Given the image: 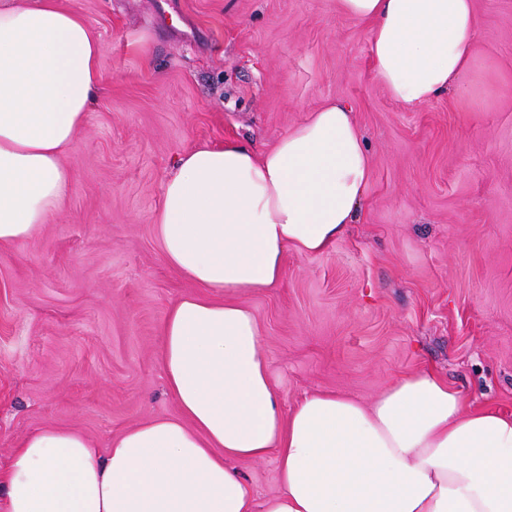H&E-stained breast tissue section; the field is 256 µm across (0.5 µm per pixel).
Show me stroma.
Instances as JSON below:
<instances>
[{"instance_id":"1","label":"stroma","mask_w":512,"mask_h":512,"mask_svg":"<svg viewBox=\"0 0 512 512\" xmlns=\"http://www.w3.org/2000/svg\"><path fill=\"white\" fill-rule=\"evenodd\" d=\"M61 2L101 44V82L63 154L59 210L0 244V471L42 428L104 450L178 416L161 325L195 286L154 232L163 181L193 147L260 153L331 101L373 161L358 219L243 299L284 408L315 391L368 402L430 368L472 404L512 409V0H474L470 66L414 108L376 80L367 26L339 0ZM236 467L256 498L277 491L275 455Z\"/></svg>"}]
</instances>
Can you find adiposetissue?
I'll list each match as a JSON object with an SVG mask.
<instances>
[{"label":"adipose tissue","instance_id":"adipose-tissue-1","mask_svg":"<svg viewBox=\"0 0 512 512\" xmlns=\"http://www.w3.org/2000/svg\"><path fill=\"white\" fill-rule=\"evenodd\" d=\"M366 23L376 79L406 107L453 87L479 31L473 0H340ZM100 45L58 0H0V243L30 238L65 198L62 161L100 85ZM372 159L350 110L328 103L263 153H184L155 233L197 292L161 327L179 407L115 437L34 431L0 472L6 512H512V411L476 406L417 370L372 401L333 392L291 412L241 295L276 286L285 256L329 251L365 199ZM276 455L279 489L255 501L234 464Z\"/></svg>","mask_w":512,"mask_h":512}]
</instances>
